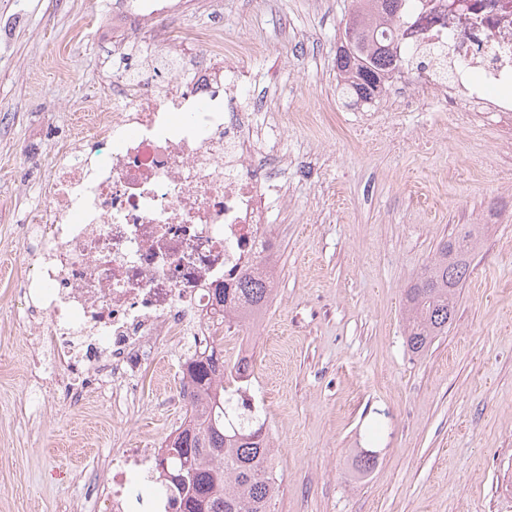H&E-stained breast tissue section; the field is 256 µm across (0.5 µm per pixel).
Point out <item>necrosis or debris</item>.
<instances>
[{"label":"necrosis or debris","instance_id":"1","mask_svg":"<svg viewBox=\"0 0 512 512\" xmlns=\"http://www.w3.org/2000/svg\"><path fill=\"white\" fill-rule=\"evenodd\" d=\"M122 2L131 34L173 47L180 68L154 85L114 70L109 107L88 110L60 147L43 212L22 227L31 370L64 380L73 408L92 392L121 404L160 347L188 338L201 347L223 331L222 291L257 263L274 268L271 213L288 200L275 138L283 119L269 120L265 147L250 134L258 115L244 60L257 45L228 51L217 39L199 57L191 24L151 26L183 14V0ZM396 46L407 62L390 90L402 108L434 99L449 123L494 126L512 149V0H412ZM432 49L449 79L409 64ZM154 456L126 449L111 480L86 481L85 501L132 512L140 478L129 467Z\"/></svg>","mask_w":512,"mask_h":512}]
</instances>
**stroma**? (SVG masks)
Here are the masks:
<instances>
[{"label":"stroma","instance_id":"stroma-1","mask_svg":"<svg viewBox=\"0 0 512 512\" xmlns=\"http://www.w3.org/2000/svg\"><path fill=\"white\" fill-rule=\"evenodd\" d=\"M200 31L248 59L261 111L305 112L279 149L293 189L272 216L271 302L244 387L276 447L272 512H512V153L422 105H344L336 47L350 0H187ZM116 0H0V512H71L80 475L165 438L186 407L143 370L137 403L72 409L29 383L20 227L42 207L58 148L108 106ZM384 114L393 134L360 130ZM484 224L456 320L408 351L404 293L454 225ZM374 468L358 474L363 451Z\"/></svg>","mask_w":512,"mask_h":512}]
</instances>
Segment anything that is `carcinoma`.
<instances>
[{
	"label": "carcinoma",
	"instance_id": "obj_1",
	"mask_svg": "<svg viewBox=\"0 0 512 512\" xmlns=\"http://www.w3.org/2000/svg\"><path fill=\"white\" fill-rule=\"evenodd\" d=\"M408 0H354L351 50L336 55L342 93L350 103L380 96L388 78L402 64L388 52L394 33L386 26L404 14ZM482 227L458 224L441 240L436 254L405 292V336L409 350L427 353L434 341L448 335L456 317L460 290L470 276ZM273 289L259 269L224 288V320L240 323L267 310ZM189 381L179 395L190 416L166 444L157 467L162 486L180 502L178 512H270L278 493L272 462L275 449L264 424L237 413L233 390L225 385L223 338L192 358Z\"/></svg>",
	"mask_w": 512,
	"mask_h": 512
}]
</instances>
